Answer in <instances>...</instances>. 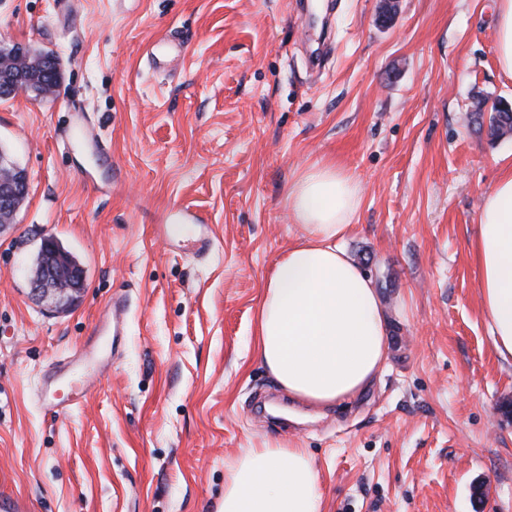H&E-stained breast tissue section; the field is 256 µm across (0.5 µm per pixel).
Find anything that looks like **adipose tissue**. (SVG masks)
I'll use <instances>...</instances> for the list:
<instances>
[{
    "label": "adipose tissue",
    "mask_w": 512,
    "mask_h": 512,
    "mask_svg": "<svg viewBox=\"0 0 512 512\" xmlns=\"http://www.w3.org/2000/svg\"><path fill=\"white\" fill-rule=\"evenodd\" d=\"M301 235L276 262L256 325V352L275 381L300 402L330 407L373 382L387 354L388 326L369 278L342 247L362 203L358 178L317 163L285 198ZM472 259L497 357L512 364V165L479 204ZM217 512H323L303 448H251L230 469Z\"/></svg>",
    "instance_id": "obj_1"
}]
</instances>
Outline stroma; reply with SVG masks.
Here are the masks:
<instances>
[{"label": "stroma", "mask_w": 512, "mask_h": 512, "mask_svg": "<svg viewBox=\"0 0 512 512\" xmlns=\"http://www.w3.org/2000/svg\"><path fill=\"white\" fill-rule=\"evenodd\" d=\"M334 0L310 72L298 0H0V48L54 55L59 82L0 99L28 173L0 227V494L24 512H211L250 448L307 449L323 512H512V365L492 347L470 258L480 196L512 135L495 0ZM363 190L344 247L375 285L387 359L362 395L288 397L254 347L275 262L298 238L285 196L316 162ZM191 208L205 255L155 227ZM84 272L59 311L30 296L42 237ZM125 334L99 335L113 298ZM111 349L54 412L42 377ZM482 495H474V484Z\"/></svg>", "instance_id": "obj_1"}]
</instances>
